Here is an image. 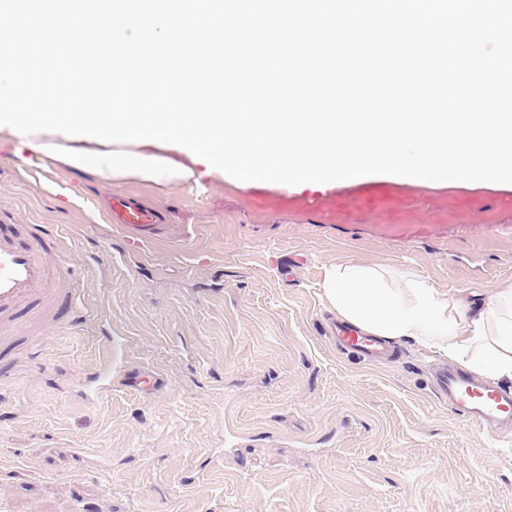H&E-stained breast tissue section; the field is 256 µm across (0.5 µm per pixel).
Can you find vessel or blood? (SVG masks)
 <instances>
[{"instance_id":"1","label":"vessel or blood","mask_w":512,"mask_h":512,"mask_svg":"<svg viewBox=\"0 0 512 512\" xmlns=\"http://www.w3.org/2000/svg\"><path fill=\"white\" fill-rule=\"evenodd\" d=\"M107 222L136 251L156 243L163 230L160 210L132 194L110 197ZM45 249L41 235L24 242L0 226V316L15 317L18 309H33L54 292ZM331 334L349 353L374 362L390 356L377 338L348 323H333ZM435 393L447 400L452 412L478 429L512 431L511 387L484 383L460 369H445L435 375Z\"/></svg>"}]
</instances>
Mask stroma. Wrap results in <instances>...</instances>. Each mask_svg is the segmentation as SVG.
Instances as JSON below:
<instances>
[{
	"label": "stroma",
	"instance_id": "stroma-1",
	"mask_svg": "<svg viewBox=\"0 0 512 512\" xmlns=\"http://www.w3.org/2000/svg\"><path fill=\"white\" fill-rule=\"evenodd\" d=\"M24 152L0 134V216L21 238L52 233L71 274L51 320L0 333L28 346L0 379V512H512V433L433 394L437 351L401 343L390 364L337 351L321 290L348 264L474 300L511 286L512 184L165 186L46 156L24 168ZM114 193L161 209L166 235L127 249L104 217ZM461 196L476 209L455 212ZM362 199L373 210L357 212ZM398 222L403 236L380 235ZM107 358L110 389L86 396ZM135 372L161 391L129 387Z\"/></svg>",
	"mask_w": 512,
	"mask_h": 512
}]
</instances>
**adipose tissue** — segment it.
I'll use <instances>...</instances> for the list:
<instances>
[{
    "mask_svg": "<svg viewBox=\"0 0 512 512\" xmlns=\"http://www.w3.org/2000/svg\"><path fill=\"white\" fill-rule=\"evenodd\" d=\"M408 285L405 301L377 270L340 265L328 270L323 293L344 320L366 333L412 341L489 380L512 381V288L475 304L419 279Z\"/></svg>",
    "mask_w": 512,
    "mask_h": 512,
    "instance_id": "obj_1",
    "label": "adipose tissue"
}]
</instances>
